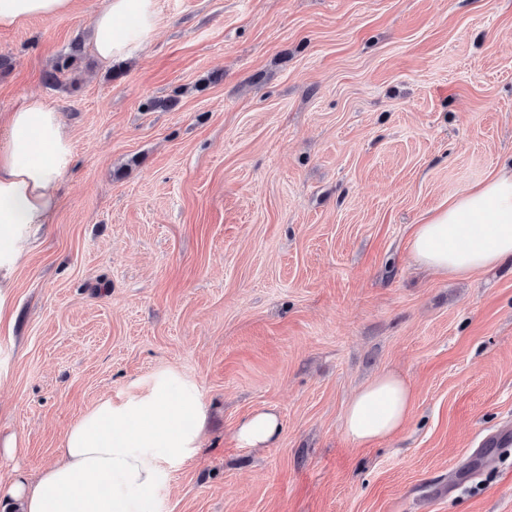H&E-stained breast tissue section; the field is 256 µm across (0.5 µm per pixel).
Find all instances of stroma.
<instances>
[{
  "mask_svg": "<svg viewBox=\"0 0 512 512\" xmlns=\"http://www.w3.org/2000/svg\"><path fill=\"white\" fill-rule=\"evenodd\" d=\"M101 3L0 30V113L44 97L73 145L0 322V512L166 370L208 419L154 512H512V445L484 443L512 427V263L457 278L410 251L512 162V0H156L111 67L83 39ZM386 371L410 418L356 445L344 410ZM259 409L279 441L240 446Z\"/></svg>",
  "mask_w": 512,
  "mask_h": 512,
  "instance_id": "stroma-1",
  "label": "stroma"
}]
</instances>
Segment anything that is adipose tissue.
I'll return each mask as SVG.
<instances>
[{
    "mask_svg": "<svg viewBox=\"0 0 512 512\" xmlns=\"http://www.w3.org/2000/svg\"><path fill=\"white\" fill-rule=\"evenodd\" d=\"M72 0H0V29L69 12ZM156 27L155 0H104L91 42L104 63L142 52ZM73 162L72 142L58 110L39 96L22 97L0 119V316L7 310L8 274L28 234L48 223ZM415 260L465 277L512 259V165L468 187L415 224ZM412 407V388L389 371L363 386L344 412L348 437L367 444L397 434ZM206 410L195 382L163 372L122 399H101L64 434L55 464L10 493L22 512H151V493L166 469L194 459ZM279 416L258 410L241 420L235 438L248 448L274 443Z\"/></svg>",
    "mask_w": 512,
    "mask_h": 512,
    "instance_id": "obj_1",
    "label": "adipose tissue"
}]
</instances>
